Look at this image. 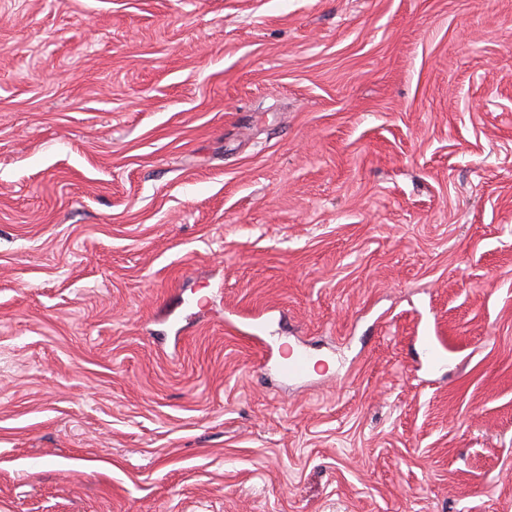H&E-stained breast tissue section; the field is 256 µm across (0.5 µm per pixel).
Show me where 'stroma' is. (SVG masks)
<instances>
[{
    "label": "stroma",
    "mask_w": 512,
    "mask_h": 512,
    "mask_svg": "<svg viewBox=\"0 0 512 512\" xmlns=\"http://www.w3.org/2000/svg\"><path fill=\"white\" fill-rule=\"evenodd\" d=\"M0 512H512V0H0ZM281 373L288 379H299L309 371V358L301 351H288L280 363Z\"/></svg>",
    "instance_id": "stroma-1"
}]
</instances>
